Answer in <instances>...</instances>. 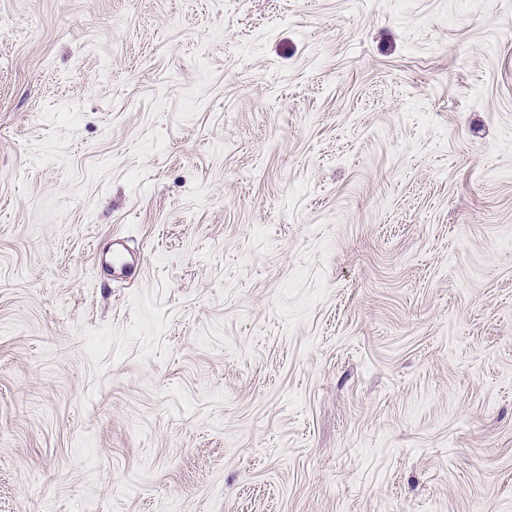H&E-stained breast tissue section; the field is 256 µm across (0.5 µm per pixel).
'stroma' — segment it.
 <instances>
[{
  "instance_id": "1",
  "label": "stroma",
  "mask_w": 512,
  "mask_h": 512,
  "mask_svg": "<svg viewBox=\"0 0 512 512\" xmlns=\"http://www.w3.org/2000/svg\"><path fill=\"white\" fill-rule=\"evenodd\" d=\"M0 512H512V0H0Z\"/></svg>"
}]
</instances>
